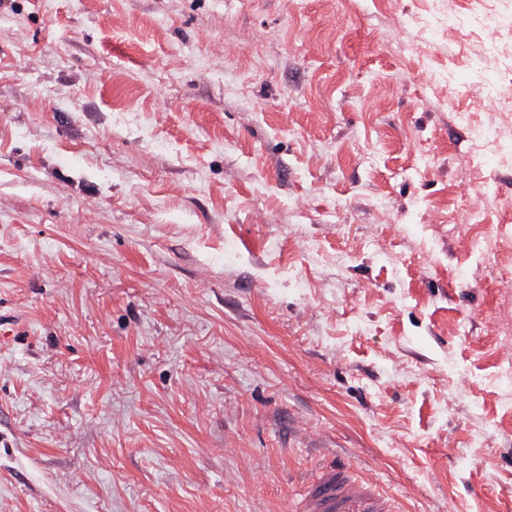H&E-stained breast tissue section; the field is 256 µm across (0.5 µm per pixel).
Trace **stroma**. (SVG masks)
Returning <instances> with one entry per match:
<instances>
[{
  "mask_svg": "<svg viewBox=\"0 0 512 512\" xmlns=\"http://www.w3.org/2000/svg\"><path fill=\"white\" fill-rule=\"evenodd\" d=\"M470 3L0 0V512H512ZM301 488L293 512H396L392 497L335 458L321 463Z\"/></svg>",
  "mask_w": 512,
  "mask_h": 512,
  "instance_id": "obj_1",
  "label": "stroma"
}]
</instances>
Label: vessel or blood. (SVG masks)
<instances>
[{"instance_id": "vessel-or-blood-1", "label": "vessel or blood", "mask_w": 512, "mask_h": 512, "mask_svg": "<svg viewBox=\"0 0 512 512\" xmlns=\"http://www.w3.org/2000/svg\"><path fill=\"white\" fill-rule=\"evenodd\" d=\"M301 487L294 512H396L392 497L333 459L321 463Z\"/></svg>"}]
</instances>
